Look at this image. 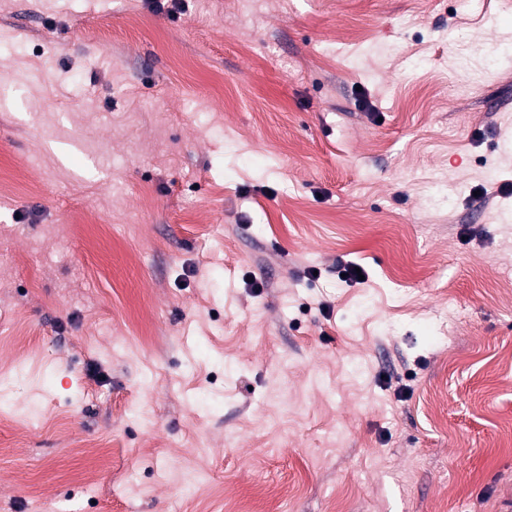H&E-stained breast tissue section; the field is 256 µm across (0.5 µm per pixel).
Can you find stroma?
<instances>
[{
	"mask_svg": "<svg viewBox=\"0 0 512 512\" xmlns=\"http://www.w3.org/2000/svg\"><path fill=\"white\" fill-rule=\"evenodd\" d=\"M1 43L0 512H512V0Z\"/></svg>",
	"mask_w": 512,
	"mask_h": 512,
	"instance_id": "obj_1",
	"label": "stroma"
}]
</instances>
